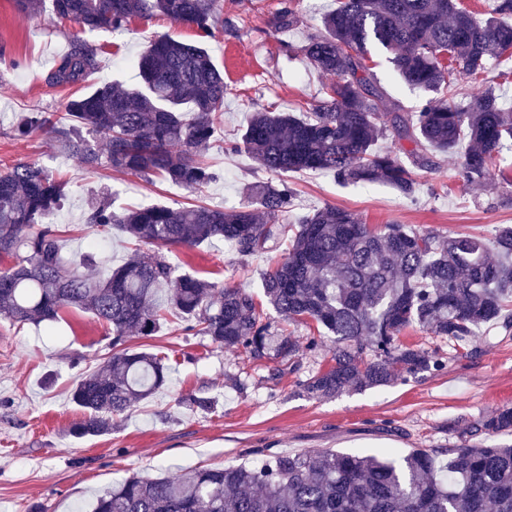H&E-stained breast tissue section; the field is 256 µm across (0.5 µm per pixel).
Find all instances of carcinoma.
I'll return each instance as SVG.
<instances>
[{"instance_id": "carcinoma-1", "label": "carcinoma", "mask_w": 512, "mask_h": 512, "mask_svg": "<svg viewBox=\"0 0 512 512\" xmlns=\"http://www.w3.org/2000/svg\"><path fill=\"white\" fill-rule=\"evenodd\" d=\"M53 12L89 30L120 32L159 12L212 35L224 25L222 0H52ZM297 23L286 6L277 29ZM323 32L301 52L333 75L326 97L304 115L253 112L234 152L270 173L329 171L346 183H380L414 193L412 169L428 153L457 155L466 182L480 181L503 151L512 153V108L484 88L462 108L457 85L477 80L490 63L512 54V0H492L481 21L458 0H335ZM408 86L429 94L415 112L386 98L367 64L369 47ZM99 49L76 38L47 82L75 85L98 66ZM139 85L104 84L73 97L64 112L23 115L20 136L46 132L91 174L102 167L201 192L216 179L198 158L224 109V76L208 51L170 37L153 41L136 61ZM411 148L381 149L378 142ZM66 183L19 162L0 169V315L53 327L68 308L87 310L112 328V355L75 383L71 400L87 416L75 438L112 432L114 418L163 386L158 355L125 346L131 332L155 335L163 324L156 293L168 288L191 335L256 363L291 360L330 340L333 364L303 381L313 398L363 391L443 367L437 349L401 341L418 327L446 339L461 356L494 325L512 328V227L495 239L496 257L477 236L445 237L404 224L376 229L356 214L326 206L293 214L297 190L286 181L247 188L240 207L148 205L118 213L101 192L87 204L85 224L119 225L144 251L95 276L94 256L67 258L51 218ZM230 243L243 259L283 246V261L262 273L264 296L283 320L311 322L318 335L300 340L257 311L245 288L218 286L181 271L171 246ZM512 431V407L485 417L475 433ZM95 512H512V447L463 445L386 453H274L254 465L196 468L171 476L130 477L97 499Z\"/></svg>"}]
</instances>
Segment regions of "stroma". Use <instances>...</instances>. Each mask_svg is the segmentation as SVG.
I'll return each instance as SVG.
<instances>
[{
    "label": "stroma",
    "instance_id": "1",
    "mask_svg": "<svg viewBox=\"0 0 512 512\" xmlns=\"http://www.w3.org/2000/svg\"><path fill=\"white\" fill-rule=\"evenodd\" d=\"M333 0H224V26L200 37L193 27L161 15L132 20L120 34L89 31L56 18L50 0L38 16L18 12L15 0H0V166L35 162L67 184V200L55 222L64 252L76 257L97 241L100 269L124 263L134 243L120 229L94 231L84 225L89 197L112 193L116 208L162 204L171 207H234L246 202L249 184L270 173L230 146L250 112L261 108L299 113L324 95L332 76L318 72L296 48L322 28L319 7ZM293 5L297 23L276 30L273 20ZM168 36L202 43L224 72L228 94L217 131L201 159L218 178L194 193L157 178L142 180L110 170L89 174L45 135L19 136L21 113L38 108L63 111L74 92L105 83L133 86L134 61L151 41ZM81 38L100 46L97 70L75 87L49 85L46 77L69 42ZM374 70L391 100L404 110L419 107L425 93L402 84L382 50H372ZM512 174V155L501 158L484 180L464 182L458 159L439 157L414 170L413 196L382 184H351L330 172L286 174L298 191L295 210L327 205L358 215L375 228L404 224L445 236L467 233L493 239L512 225V196L500 189ZM183 271L220 285L250 290L262 299L261 274L282 258L272 251L243 260L224 242L199 248L172 247ZM180 314L170 310L154 336L130 335L126 345L164 355L170 368L166 385L118 417L112 432L74 438L72 423L83 412L70 392L85 372L112 352V330L91 313L69 310L53 328L18 324L0 317V512H29L39 504L48 512H91L96 497L135 474L183 473L255 461L257 452L364 453L388 450L405 455L471 443L470 432L489 413L512 406V328L492 329L469 357L439 347L436 338L407 329L405 342L440 348L444 367L387 386L318 399L302 381L332 364L329 350L289 361L258 365L239 352L216 348L204 336L182 330ZM210 397L211 412H191L179 398Z\"/></svg>",
    "mask_w": 512,
    "mask_h": 512
}]
</instances>
